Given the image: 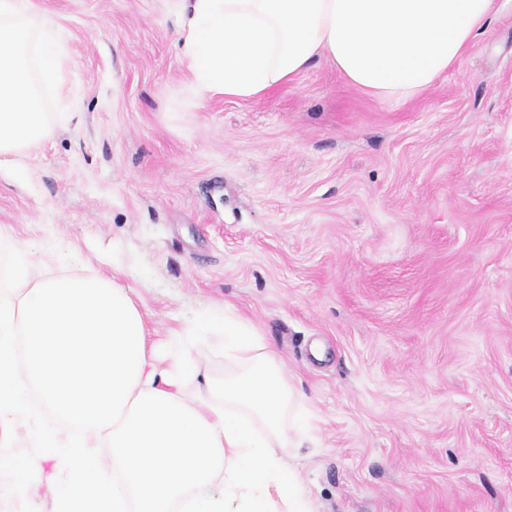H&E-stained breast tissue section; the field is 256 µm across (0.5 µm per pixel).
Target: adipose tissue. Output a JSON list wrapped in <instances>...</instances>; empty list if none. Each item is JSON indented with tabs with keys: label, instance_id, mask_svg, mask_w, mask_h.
Returning <instances> with one entry per match:
<instances>
[{
	"label": "adipose tissue",
	"instance_id": "ef3b65f1",
	"mask_svg": "<svg viewBox=\"0 0 512 512\" xmlns=\"http://www.w3.org/2000/svg\"><path fill=\"white\" fill-rule=\"evenodd\" d=\"M198 100L269 95L322 60L376 96L429 90L512 0H173ZM65 37L33 0H0V165L48 138Z\"/></svg>",
	"mask_w": 512,
	"mask_h": 512
}]
</instances>
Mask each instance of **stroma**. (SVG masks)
I'll use <instances>...</instances> for the list:
<instances>
[{
    "label": "stroma",
    "instance_id": "stroma-1",
    "mask_svg": "<svg viewBox=\"0 0 512 512\" xmlns=\"http://www.w3.org/2000/svg\"><path fill=\"white\" fill-rule=\"evenodd\" d=\"M68 36L0 240L125 287L158 366L230 305L312 415L313 512H512V13L407 101L314 63L196 101L169 0H33ZM197 347L194 394L234 374Z\"/></svg>",
    "mask_w": 512,
    "mask_h": 512
}]
</instances>
